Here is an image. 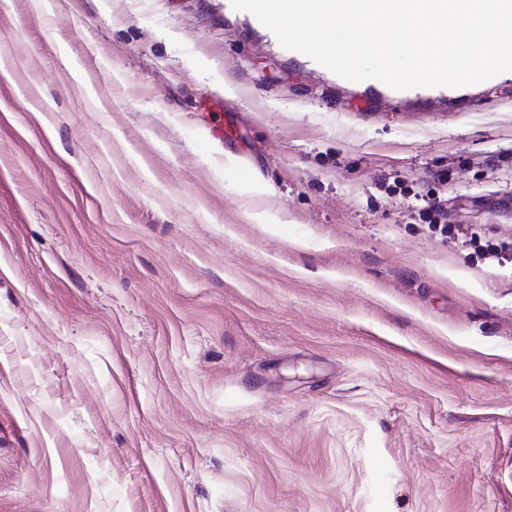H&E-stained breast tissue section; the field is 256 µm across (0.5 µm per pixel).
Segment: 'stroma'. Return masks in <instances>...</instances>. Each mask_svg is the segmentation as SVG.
<instances>
[{
	"instance_id": "obj_1",
	"label": "stroma",
	"mask_w": 512,
	"mask_h": 512,
	"mask_svg": "<svg viewBox=\"0 0 512 512\" xmlns=\"http://www.w3.org/2000/svg\"><path fill=\"white\" fill-rule=\"evenodd\" d=\"M502 241L512 72L0 0V512H512Z\"/></svg>"
}]
</instances>
